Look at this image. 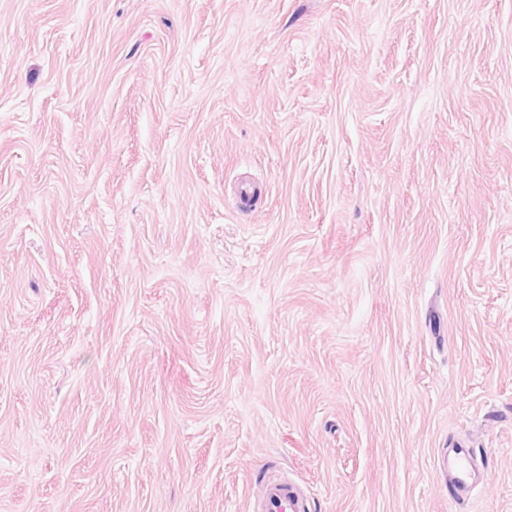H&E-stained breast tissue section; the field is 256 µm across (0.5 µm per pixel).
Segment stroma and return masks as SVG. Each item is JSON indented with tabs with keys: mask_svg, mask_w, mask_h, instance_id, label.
Here are the masks:
<instances>
[{
	"mask_svg": "<svg viewBox=\"0 0 512 512\" xmlns=\"http://www.w3.org/2000/svg\"><path fill=\"white\" fill-rule=\"evenodd\" d=\"M282 474L512 512V0H0V512ZM473 452L471 448L459 446L452 449V457L442 458L439 470L442 480L453 491V499L464 502L471 499L476 484H474Z\"/></svg>",
	"mask_w": 512,
	"mask_h": 512,
	"instance_id": "obj_1",
	"label": "stroma"
}]
</instances>
